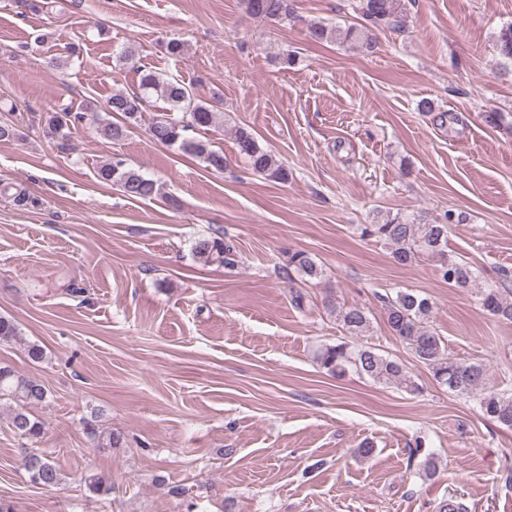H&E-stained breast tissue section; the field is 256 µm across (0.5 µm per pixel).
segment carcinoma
Listing matches in <instances>:
<instances>
[{
    "label": "carcinoma",
    "mask_w": 512,
    "mask_h": 512,
    "mask_svg": "<svg viewBox=\"0 0 512 512\" xmlns=\"http://www.w3.org/2000/svg\"><path fill=\"white\" fill-rule=\"evenodd\" d=\"M242 4L248 15L271 22L281 23L295 15L294 0H242ZM351 8L356 14V22L343 30L322 21L314 22L308 29L309 38L316 43L340 40L363 53H370L377 45V32L385 29L399 31L405 27L402 0H353ZM496 51L500 58L512 62L511 23L500 30ZM135 57V51L129 47L117 55L116 62L120 65L137 66L140 83L135 91H119L108 98L103 109L108 118L100 117L90 106L78 111L71 105L63 106L47 116L46 134L66 139L72 129L91 121L97 124V130L103 137L121 140L131 129L142 124L149 100L156 95L166 101L169 108L150 117V137L157 143L198 158L208 168L224 170L227 159L223 152L188 135L193 130L216 127L220 116L217 109L198 100L192 87L183 80L139 65ZM235 142L238 156L253 172L274 182H288L291 177L288 166L261 146L253 133L239 128L235 132ZM97 176L118 186L129 199L148 200L159 194L154 179L122 161L101 166ZM463 221L465 218L452 210L432 220L422 214L388 215L380 223L365 225L362 235L388 245L393 258L400 264H412L425 257L432 259L437 262L439 277L448 283V287L469 288L477 282L473 266L448 254V230L451 225ZM194 251L205 261H219L227 267L236 263L233 246L222 238L203 236L196 241ZM288 265L309 278L321 275L320 267L304 251L291 254ZM476 295L484 311L500 320L512 322V288L505 286L504 278L476 289ZM377 298L385 311L388 331L405 345L417 362L430 369L439 385L458 396L475 400L485 418L512 429V391L488 386L487 368L481 362L459 361L449 356L444 339L429 324L434 309L431 298L408 289L379 293ZM336 315L353 341L320 349L317 354L320 366L337 377L353 372L412 393L420 391L403 364L384 356L374 347L355 342V339L371 332L370 319L363 308L342 306L336 310ZM4 399L15 404L10 416L11 429L32 444L22 452V466L29 481L46 490L58 488L65 481L62 468L48 453L34 447L46 432L45 423L35 414V409L48 403L47 389L8 366H0V401ZM97 419L95 414L83 421L84 430L96 447H120L122 434L100 429ZM84 483L93 496L104 497L112 493V480L101 474L88 475Z\"/></svg>",
    "instance_id": "carcinoma-1"
}]
</instances>
